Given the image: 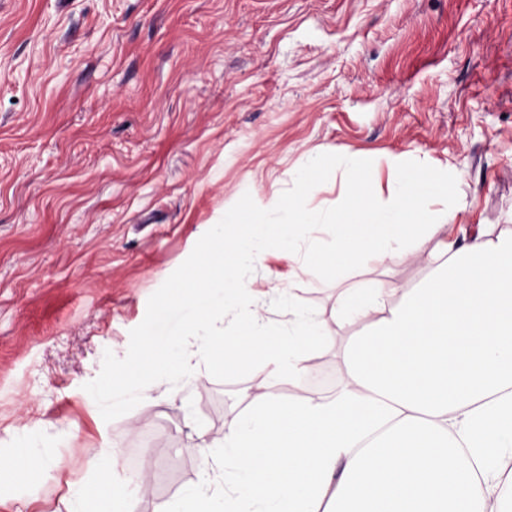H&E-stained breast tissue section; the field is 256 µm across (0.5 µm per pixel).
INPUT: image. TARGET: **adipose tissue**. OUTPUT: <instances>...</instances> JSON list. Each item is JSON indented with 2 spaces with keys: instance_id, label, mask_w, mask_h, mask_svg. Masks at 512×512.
Segmentation results:
<instances>
[{
  "instance_id": "ef3b65f1",
  "label": "adipose tissue",
  "mask_w": 512,
  "mask_h": 512,
  "mask_svg": "<svg viewBox=\"0 0 512 512\" xmlns=\"http://www.w3.org/2000/svg\"><path fill=\"white\" fill-rule=\"evenodd\" d=\"M316 158L303 194L278 200L280 246L302 275L339 276L344 268L424 255L432 271L420 287L396 294L375 281L342 288L333 321L353 325L344 350L347 384L336 397L282 400L269 383L299 382L328 323L305 314L276 331L262 306L245 310L233 334L220 323L225 301L246 293L244 268L272 221L230 211L214 230L206 275L184 281L174 306L193 316L175 337L154 339L129 368L154 389L169 373L192 375L199 360L221 370L259 365L264 381L224 431V473L203 471L187 487L184 512H507L512 506V229L478 225L468 244L450 240L447 217L430 201L451 196L446 173L390 166L387 199L374 198V172L351 171L340 211L315 218L307 194L335 179ZM319 224V237L300 228ZM234 229L226 240V229ZM433 242L424 250V242ZM120 460L103 448L99 488L77 483L75 512H130L106 493Z\"/></svg>"
}]
</instances>
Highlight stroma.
<instances>
[{
  "label": "stroma",
  "instance_id": "35a3bbf8",
  "mask_svg": "<svg viewBox=\"0 0 512 512\" xmlns=\"http://www.w3.org/2000/svg\"><path fill=\"white\" fill-rule=\"evenodd\" d=\"M318 151L447 171L449 223L512 228V0H0V459L30 433L63 462L0 470V512H68L108 443L152 462L148 496L129 464L112 474L133 512L223 467L252 368L199 363L150 407L132 382L109 415L87 392L187 319L169 300L211 225L296 195ZM261 255L247 298L281 329L296 306L330 319L338 284L404 291L431 272L415 258L298 278L273 236ZM329 331L300 387L273 382L281 398L344 388L353 328Z\"/></svg>",
  "mask_w": 512,
  "mask_h": 512
}]
</instances>
